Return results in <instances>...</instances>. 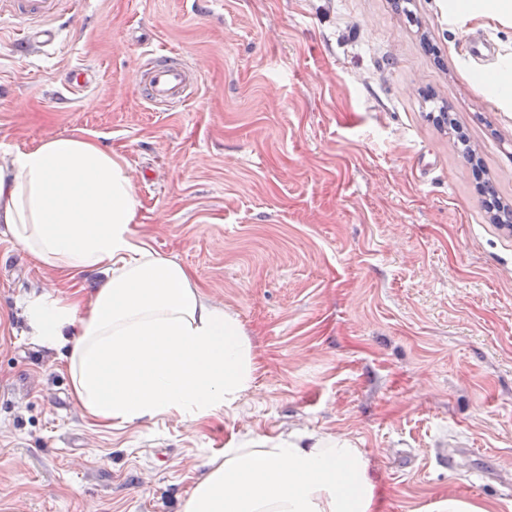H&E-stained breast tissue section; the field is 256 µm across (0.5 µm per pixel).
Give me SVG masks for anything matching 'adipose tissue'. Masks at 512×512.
Here are the masks:
<instances>
[{
    "instance_id": "adipose-tissue-1",
    "label": "adipose tissue",
    "mask_w": 512,
    "mask_h": 512,
    "mask_svg": "<svg viewBox=\"0 0 512 512\" xmlns=\"http://www.w3.org/2000/svg\"><path fill=\"white\" fill-rule=\"evenodd\" d=\"M138 208L127 161L81 135L0 163V232L38 265L98 276L76 299H30L29 334L65 350L73 395L99 423L217 415L252 388L255 346L188 268L132 231ZM182 512H379L378 482L348 438L261 436L211 461Z\"/></svg>"
}]
</instances>
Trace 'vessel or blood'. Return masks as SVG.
Wrapping results in <instances>:
<instances>
[{"label": "vessel or blood", "instance_id": "1", "mask_svg": "<svg viewBox=\"0 0 512 512\" xmlns=\"http://www.w3.org/2000/svg\"><path fill=\"white\" fill-rule=\"evenodd\" d=\"M78 0H0V16L15 21L20 35L18 47L28 52L54 42V21L76 9ZM140 68L139 95L148 104L167 111L178 109L198 77L183 58L145 50Z\"/></svg>", "mask_w": 512, "mask_h": 512}]
</instances>
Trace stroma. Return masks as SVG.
I'll return each instance as SVG.
<instances>
[{
    "mask_svg": "<svg viewBox=\"0 0 512 512\" xmlns=\"http://www.w3.org/2000/svg\"><path fill=\"white\" fill-rule=\"evenodd\" d=\"M59 24L27 54L0 18V159L75 133L122 155L135 232L238 319L259 370L217 417L95 424L27 334L26 298L63 296V275L0 239V512H181L225 448L297 431L363 448L382 512L512 500L434 461L461 442L512 469V229L432 119L448 108L512 204V100L475 79L512 59V21L448 0H82ZM147 43L198 73L175 111L138 96ZM76 67L95 81L62 100Z\"/></svg>",
    "mask_w": 512,
    "mask_h": 512,
    "instance_id": "obj_1",
    "label": "stroma"
}]
</instances>
